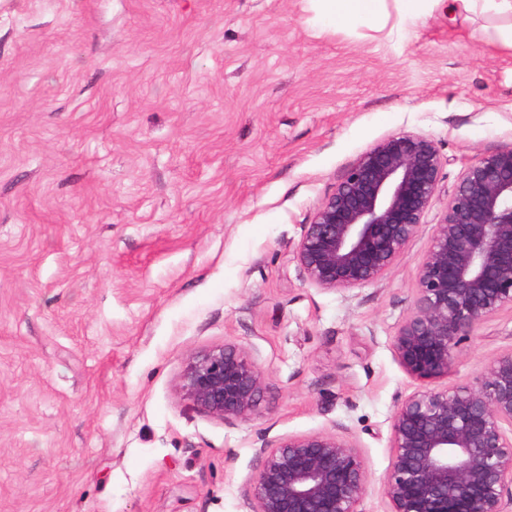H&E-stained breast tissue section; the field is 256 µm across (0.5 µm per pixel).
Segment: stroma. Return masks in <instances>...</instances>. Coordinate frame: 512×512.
Listing matches in <instances>:
<instances>
[{"instance_id":"35a3bbf8","label":"stroma","mask_w":512,"mask_h":512,"mask_svg":"<svg viewBox=\"0 0 512 512\" xmlns=\"http://www.w3.org/2000/svg\"><path fill=\"white\" fill-rule=\"evenodd\" d=\"M328 27L315 0H0V512H246L263 442L336 431L382 481L417 383L391 338L461 172L512 148L508 18ZM444 161L419 235L379 282L303 278L304 224L383 139ZM232 342L265 372L253 417L179 377ZM512 348L479 323L443 387Z\"/></svg>"}]
</instances>
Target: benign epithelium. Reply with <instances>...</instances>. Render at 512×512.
I'll return each instance as SVG.
<instances>
[{"mask_svg": "<svg viewBox=\"0 0 512 512\" xmlns=\"http://www.w3.org/2000/svg\"><path fill=\"white\" fill-rule=\"evenodd\" d=\"M443 158L433 139L402 132L353 164L304 225L295 248L303 278L324 290L376 283L421 231ZM512 310V148L467 166L435 225L417 272L411 311L391 346L418 382L392 417V458L383 480L389 512H506L512 486V349L470 383L448 375L462 341ZM267 376L234 344L192 356L180 392L229 423L251 419ZM244 497L249 512H359L368 469L343 434L317 431L265 442Z\"/></svg>", "mask_w": 512, "mask_h": 512, "instance_id": "obj_1", "label": "benign epithelium"}]
</instances>
